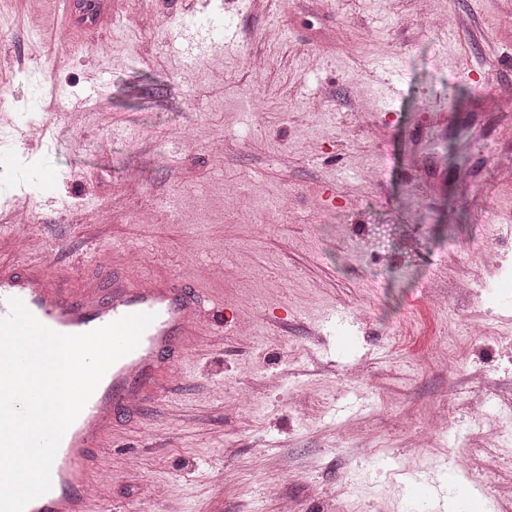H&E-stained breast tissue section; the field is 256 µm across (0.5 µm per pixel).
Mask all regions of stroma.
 Here are the masks:
<instances>
[{"label":"stroma","instance_id":"stroma-1","mask_svg":"<svg viewBox=\"0 0 512 512\" xmlns=\"http://www.w3.org/2000/svg\"><path fill=\"white\" fill-rule=\"evenodd\" d=\"M95 3L0 0V238L237 315L104 440L102 512H512V0Z\"/></svg>","mask_w":512,"mask_h":512}]
</instances>
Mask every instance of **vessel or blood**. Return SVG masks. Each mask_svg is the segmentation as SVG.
Listing matches in <instances>:
<instances>
[{"mask_svg":"<svg viewBox=\"0 0 512 512\" xmlns=\"http://www.w3.org/2000/svg\"><path fill=\"white\" fill-rule=\"evenodd\" d=\"M18 264L0 263V317L18 298L44 325L64 334H81L138 313L154 320L137 348L105 373L81 413L65 432L51 468V490L31 501L25 512H98L99 482L94 459L118 416L136 418L163 393L170 375L181 371L192 336L203 326L207 301L169 275L136 280L127 264L113 261L104 282L80 280L63 287L38 265L27 237L13 243Z\"/></svg>","mask_w":512,"mask_h":512,"instance_id":"1","label":"vessel or blood"}]
</instances>
